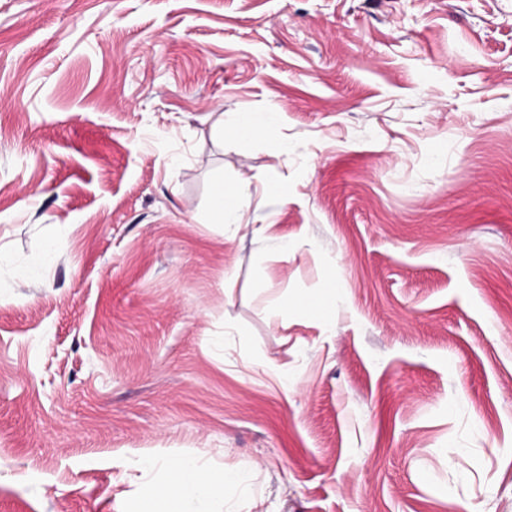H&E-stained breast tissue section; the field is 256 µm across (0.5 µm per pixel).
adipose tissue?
I'll list each match as a JSON object with an SVG mask.
<instances>
[{"instance_id":"1","label":"adipose tissue","mask_w":512,"mask_h":512,"mask_svg":"<svg viewBox=\"0 0 512 512\" xmlns=\"http://www.w3.org/2000/svg\"><path fill=\"white\" fill-rule=\"evenodd\" d=\"M170 480L156 497L143 501L139 512H185L188 502L208 497L210 487L195 460L180 458L169 465Z\"/></svg>"}]
</instances>
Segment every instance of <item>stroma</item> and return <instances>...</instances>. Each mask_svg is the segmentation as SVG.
I'll return each instance as SVG.
<instances>
[{
	"label": "stroma",
	"instance_id": "stroma-1",
	"mask_svg": "<svg viewBox=\"0 0 512 512\" xmlns=\"http://www.w3.org/2000/svg\"><path fill=\"white\" fill-rule=\"evenodd\" d=\"M180 457L248 470L204 512H512V0H0V512ZM277 113L274 109H269L263 113H243L230 127V130L239 137V146L246 150L251 139L271 125L276 118ZM224 183L217 187V195L215 199V211L213 214V218L215 220V224H237L239 227H249V222L245 221V216L242 213H239L234 208H225L224 207Z\"/></svg>",
	"mask_w": 512,
	"mask_h": 512
}]
</instances>
